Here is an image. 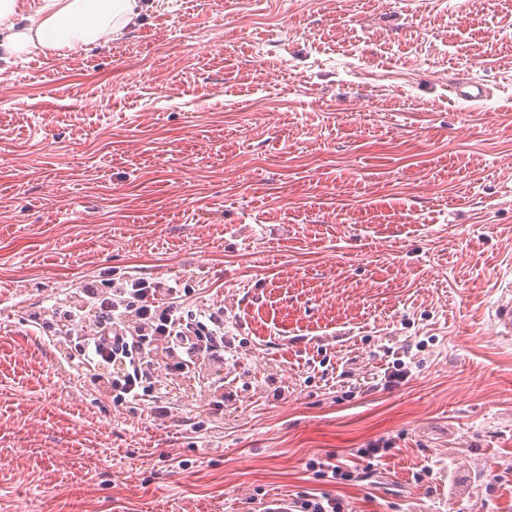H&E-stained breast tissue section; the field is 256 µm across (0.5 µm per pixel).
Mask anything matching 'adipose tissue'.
<instances>
[{"mask_svg": "<svg viewBox=\"0 0 512 512\" xmlns=\"http://www.w3.org/2000/svg\"><path fill=\"white\" fill-rule=\"evenodd\" d=\"M146 8L145 0H41L27 16L19 0H0V53L9 59L101 45L118 39Z\"/></svg>", "mask_w": 512, "mask_h": 512, "instance_id": "1", "label": "adipose tissue"}]
</instances>
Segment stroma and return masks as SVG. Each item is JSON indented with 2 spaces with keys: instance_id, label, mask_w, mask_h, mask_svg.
I'll list each match as a JSON object with an SVG mask.
<instances>
[{
  "instance_id": "stroma-1",
  "label": "stroma",
  "mask_w": 512,
  "mask_h": 512,
  "mask_svg": "<svg viewBox=\"0 0 512 512\" xmlns=\"http://www.w3.org/2000/svg\"><path fill=\"white\" fill-rule=\"evenodd\" d=\"M148 2L0 61V512H512V0ZM127 274L223 305L218 399L113 406L32 325ZM449 88V91L456 97L457 101L464 104H479L488 97L485 85L466 80H457L455 83H451ZM498 299L492 309V321L498 336L512 335V281L502 285ZM310 468L318 469V471L322 476L328 477L332 480H342V481H354L359 482L363 481L364 474L359 472L357 467H352L346 465V468L343 465H338L336 463H332L330 460H311L309 463ZM287 504L286 501L272 500L267 503V506L270 508L269 512H345L344 503L338 498H317L314 495H304L294 500L289 506L288 511L285 508H280L285 507L284 505Z\"/></svg>"
}]
</instances>
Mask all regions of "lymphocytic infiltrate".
<instances>
[{
	"label": "lymphocytic infiltrate",
	"mask_w": 512,
	"mask_h": 512,
	"mask_svg": "<svg viewBox=\"0 0 512 512\" xmlns=\"http://www.w3.org/2000/svg\"><path fill=\"white\" fill-rule=\"evenodd\" d=\"M82 293L80 304L51 309L49 315L74 344L69 361L91 373L113 405L150 397L156 414L167 417L172 379L188 377L211 390L223 387V306L188 309L194 289L175 279L132 275L86 282Z\"/></svg>",
	"instance_id": "f902f5d3"
}]
</instances>
